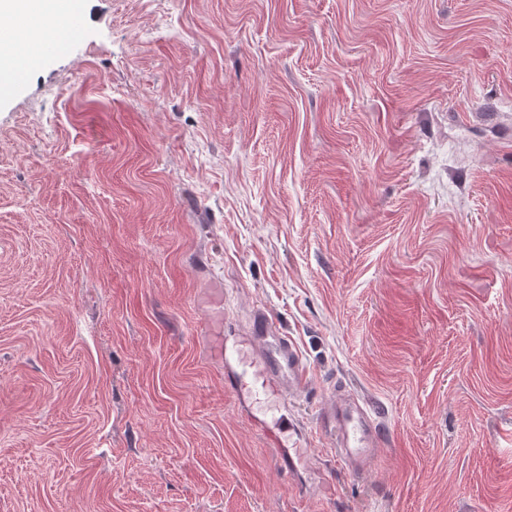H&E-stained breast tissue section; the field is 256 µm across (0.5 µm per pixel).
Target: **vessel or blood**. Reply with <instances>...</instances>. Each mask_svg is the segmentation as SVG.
<instances>
[{
    "label": "vessel or blood",
    "mask_w": 512,
    "mask_h": 512,
    "mask_svg": "<svg viewBox=\"0 0 512 512\" xmlns=\"http://www.w3.org/2000/svg\"><path fill=\"white\" fill-rule=\"evenodd\" d=\"M52 12L61 25L32 38L26 24L11 18L0 22V49L14 51L37 43L42 55L48 56L71 38L67 23L72 18V0H53ZM252 341L250 359L257 368L262 388L292 396L306 390L310 370L293 341L282 336L274 320L263 309H256L248 327ZM322 417L333 429L336 458L355 473H363L374 462L383 446L375 415L369 405L345 387L325 397Z\"/></svg>",
    "instance_id": "obj_1"
}]
</instances>
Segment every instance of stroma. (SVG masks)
Instances as JSON below:
<instances>
[{"label": "stroma", "instance_id": "1", "mask_svg": "<svg viewBox=\"0 0 512 512\" xmlns=\"http://www.w3.org/2000/svg\"><path fill=\"white\" fill-rule=\"evenodd\" d=\"M16 66L0 512H512V0H85ZM213 288L226 344L261 308L310 369L284 447ZM72 38V32L68 27L60 26L57 29L50 28L42 32L38 37L37 45L43 56L55 53L59 45ZM322 417L334 430L337 460L357 474L366 471L384 445L369 405L352 391L338 386L336 394L325 397Z\"/></svg>", "mask_w": 512, "mask_h": 512}]
</instances>
